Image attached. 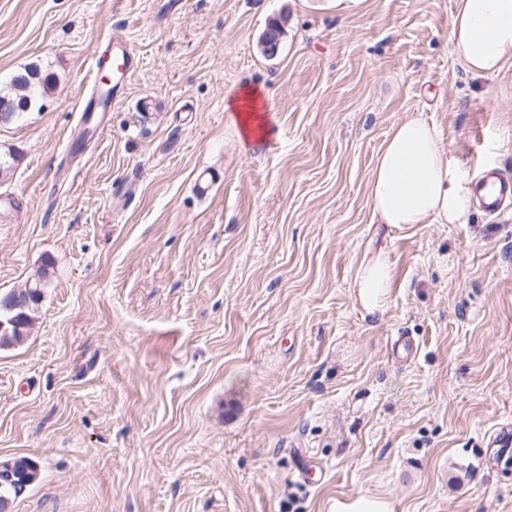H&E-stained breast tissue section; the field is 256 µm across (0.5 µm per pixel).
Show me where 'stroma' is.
I'll return each mask as SVG.
<instances>
[{"label":"stroma","instance_id":"stroma-1","mask_svg":"<svg viewBox=\"0 0 512 512\" xmlns=\"http://www.w3.org/2000/svg\"><path fill=\"white\" fill-rule=\"evenodd\" d=\"M457 3L0 0V86L54 83L0 125V291L50 268L29 337L0 348V460L39 469L10 512H512L487 448L512 424V208L390 226L368 204L413 115L469 174L512 176V66L451 56ZM110 37L140 65L85 137ZM247 86L260 144L226 108ZM381 250L371 316L353 281ZM307 457L323 483H301Z\"/></svg>","mask_w":512,"mask_h":512}]
</instances>
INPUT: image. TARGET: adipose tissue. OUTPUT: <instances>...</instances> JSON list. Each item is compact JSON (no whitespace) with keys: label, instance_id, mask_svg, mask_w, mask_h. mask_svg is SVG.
Returning a JSON list of instances; mask_svg holds the SVG:
<instances>
[{"label":"adipose tissue","instance_id":"adipose-tissue-1","mask_svg":"<svg viewBox=\"0 0 512 512\" xmlns=\"http://www.w3.org/2000/svg\"><path fill=\"white\" fill-rule=\"evenodd\" d=\"M449 51L479 78L512 65V0H458L448 37ZM246 140L268 134L261 95L245 89L230 103ZM462 160L440 144L434 125L418 116L396 124L371 172L368 201L376 224H466L474 196ZM393 271L385 253L361 264L358 297L369 314L382 312Z\"/></svg>","mask_w":512,"mask_h":512}]
</instances>
